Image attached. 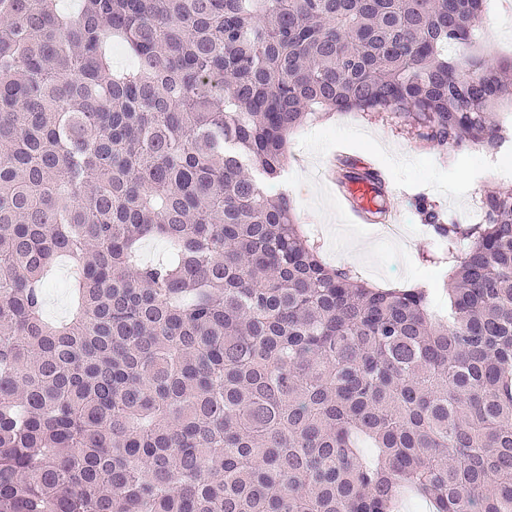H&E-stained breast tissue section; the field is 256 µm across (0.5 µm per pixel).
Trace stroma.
Listing matches in <instances>:
<instances>
[{"label":"stroma","mask_w":512,"mask_h":512,"mask_svg":"<svg viewBox=\"0 0 512 512\" xmlns=\"http://www.w3.org/2000/svg\"><path fill=\"white\" fill-rule=\"evenodd\" d=\"M481 29L490 61L512 57V8L507 0H496L484 15ZM340 151L382 172L394 195L399 237L385 235L377 224L351 223L325 175ZM286 172L279 188L293 199L299 219L318 242L325 262L351 266V243L367 242L368 255L357 266L360 276L378 286L435 280L431 297L440 315L448 311V298L441 287L448 270L425 260L436 242L432 230L421 224L415 201L427 198L459 223L472 224L478 220L476 197L502 184L497 173L486 168L479 146L444 153L430 143L399 133L390 124L353 113L308 122L293 134ZM70 274V262L59 260L44 290L45 314L52 321L66 320L72 313Z\"/></svg>","instance_id":"obj_1"}]
</instances>
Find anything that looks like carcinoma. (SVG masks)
Here are the masks:
<instances>
[{
    "label": "carcinoma",
    "mask_w": 512,
    "mask_h": 512,
    "mask_svg": "<svg viewBox=\"0 0 512 512\" xmlns=\"http://www.w3.org/2000/svg\"><path fill=\"white\" fill-rule=\"evenodd\" d=\"M57 2L0 0V512H512V187L466 227L418 203L445 319L326 264L269 190L326 114L495 145L490 0ZM337 168L383 212L379 172ZM71 264L60 259L55 267L52 279L44 289L45 315L48 319L60 322L68 319L73 310V300L68 289Z\"/></svg>",
    "instance_id": "carcinoma-1"
}]
</instances>
